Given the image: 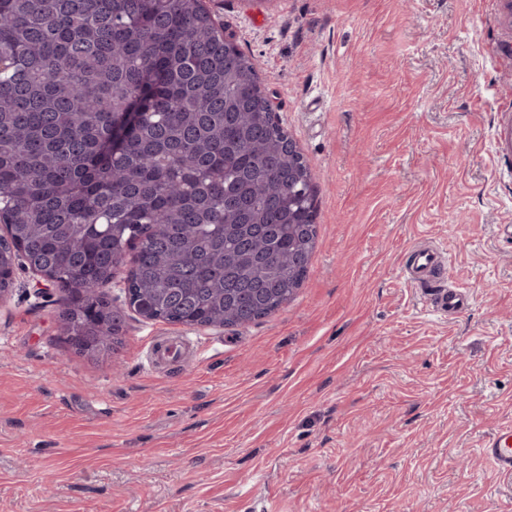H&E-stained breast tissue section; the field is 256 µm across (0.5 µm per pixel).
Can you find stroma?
<instances>
[{"mask_svg": "<svg viewBox=\"0 0 512 512\" xmlns=\"http://www.w3.org/2000/svg\"><path fill=\"white\" fill-rule=\"evenodd\" d=\"M316 192L296 295L244 327L64 340L27 265L0 301V512H512V24L503 0H204ZM471 295L407 280L421 240ZM182 357L155 369L151 342ZM443 269L441 250L431 244H416L409 252L406 267L407 279L421 289L435 288L430 292L433 306L446 317L455 316L469 306V297L457 288H451L436 281V276ZM483 452L493 462L499 480L512 485V427L500 429L484 444Z\"/></svg>", "mask_w": 512, "mask_h": 512, "instance_id": "stroma-1", "label": "stroma"}]
</instances>
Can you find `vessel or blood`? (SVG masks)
Listing matches in <instances>:
<instances>
[{
	"mask_svg": "<svg viewBox=\"0 0 512 512\" xmlns=\"http://www.w3.org/2000/svg\"><path fill=\"white\" fill-rule=\"evenodd\" d=\"M443 267L441 250L431 244L414 245L409 252L406 267L408 280L421 289H430L431 301L444 316H455L469 306V298L460 290L438 281ZM484 454L493 462L501 482L512 485V427L500 429L485 443Z\"/></svg>",
	"mask_w": 512,
	"mask_h": 512,
	"instance_id": "vessel-or-blood-1",
	"label": "vessel or blood"
}]
</instances>
